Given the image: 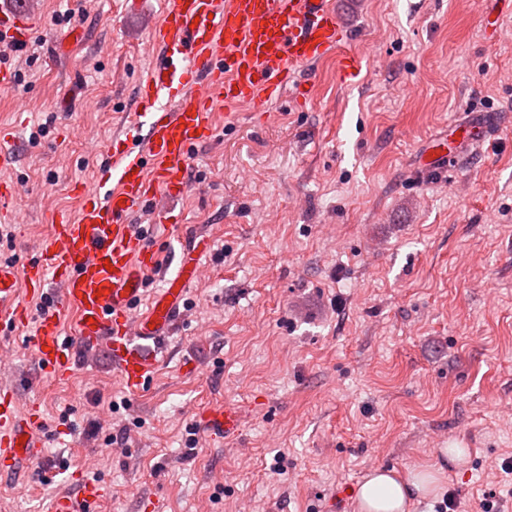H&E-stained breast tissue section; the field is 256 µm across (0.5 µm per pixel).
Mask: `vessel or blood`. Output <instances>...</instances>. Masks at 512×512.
Returning a JSON list of instances; mask_svg holds the SVG:
<instances>
[{
	"label": "vessel or blood",
	"instance_id": "vessel-or-blood-1",
	"mask_svg": "<svg viewBox=\"0 0 512 512\" xmlns=\"http://www.w3.org/2000/svg\"><path fill=\"white\" fill-rule=\"evenodd\" d=\"M34 27L26 15L0 9V44H22ZM342 32L329 0H169L149 32L159 56L139 84L133 129L113 138L105 165V195L84 192L77 218L53 224L33 260H0V332L34 329L36 358L55 378L70 374L74 346L105 349L120 381L137 391L156 366L141 341L155 339L177 322L185 286L202 275L196 256L183 255L166 288L148 312L139 314L145 275L159 267L157 249L128 219L158 195L184 190L194 148L215 134V104H250L266 112L293 85L297 69L342 45ZM495 116L479 115L456 126L454 139H440L426 168L457 161L462 145H484ZM47 301L32 317L30 299ZM76 313L73 339L62 331V313ZM210 439L235 437L242 424L238 407H211L196 418ZM36 407L20 409L12 387L0 388V470L12 472L39 458L45 446ZM103 495L87 483L79 497L56 498L53 512H90Z\"/></svg>",
	"mask_w": 512,
	"mask_h": 512
}]
</instances>
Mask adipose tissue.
Here are the masks:
<instances>
[{
	"mask_svg": "<svg viewBox=\"0 0 512 512\" xmlns=\"http://www.w3.org/2000/svg\"><path fill=\"white\" fill-rule=\"evenodd\" d=\"M440 489L439 479L412 477L397 480L393 471H371L358 489L360 512H410L412 500L420 495H434Z\"/></svg>",
	"mask_w": 512,
	"mask_h": 512,
	"instance_id": "obj_1",
	"label": "adipose tissue"
}]
</instances>
